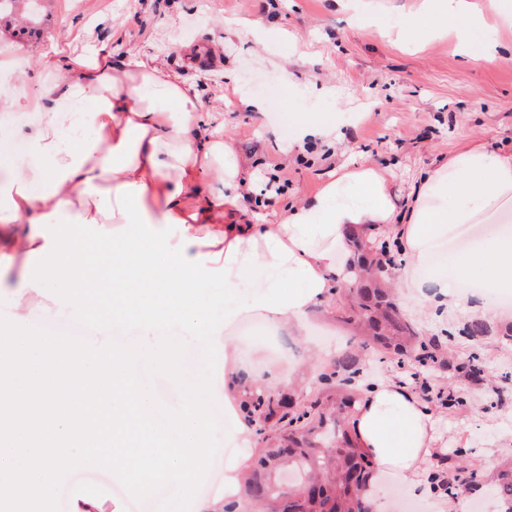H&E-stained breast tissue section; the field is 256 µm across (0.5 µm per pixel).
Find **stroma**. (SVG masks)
<instances>
[{
    "label": "stroma",
    "instance_id": "stroma-1",
    "mask_svg": "<svg viewBox=\"0 0 512 512\" xmlns=\"http://www.w3.org/2000/svg\"><path fill=\"white\" fill-rule=\"evenodd\" d=\"M379 3L390 27L383 36L368 27L364 14L336 9L331 0H42L38 38L17 41L10 27L0 25V60H13L24 72L31 97L51 81L42 64L46 54L65 61L105 52L116 63L136 57L177 74L197 89L205 128L220 130L246 164L255 185L244 198L252 223L275 221L289 203L316 194L328 171L353 162L384 171L402 214L421 172L459 149L484 143L512 150V62L473 68L449 36L399 42L394 31L420 0ZM254 20L263 23V32L251 29ZM248 97L265 101L266 111H252L244 103ZM300 112H344L354 120L332 146L290 152L287 139ZM339 300L332 295L324 313L307 318L303 332L273 327L281 348L295 347L298 358L268 354L242 335L239 321L227 328L225 340L255 378L288 379L311 393L317 373L346 347L333 318ZM469 302L492 327L477 341L458 333L465 316L442 321L418 313L408 300L400 306L421 336L441 341L429 365L433 388L460 399L453 406L431 404L440 450L430 472L450 474L464 462L489 482L512 460V344L499 335L512 326V307L498 305L487 288ZM130 330L126 349L135 372L163 394L165 412H177L186 389L153 368L138 325ZM474 358L484 370L475 384L461 372ZM191 388L211 406L208 444L223 451L204 457L199 483L204 493L220 495L225 472L244 475L258 436L225 415L218 388L200 382ZM107 486L121 512H188L175 491H162L146 474L132 485L111 479Z\"/></svg>",
    "mask_w": 512,
    "mask_h": 512
}]
</instances>
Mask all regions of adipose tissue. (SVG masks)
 <instances>
[{
    "label": "adipose tissue",
    "mask_w": 512,
    "mask_h": 512,
    "mask_svg": "<svg viewBox=\"0 0 512 512\" xmlns=\"http://www.w3.org/2000/svg\"><path fill=\"white\" fill-rule=\"evenodd\" d=\"M478 0H425L400 28L405 41L448 27L481 24ZM43 93L25 161L28 174L0 180V270H18L17 314L0 328V512H57V490L74 472L105 470L130 481L141 470L188 497L191 512H224L220 498L193 494L207 408L188 399L168 427L177 448L150 444L155 398L131 387L126 353L103 336L74 345L30 327L24 308L53 300L78 320H141L145 333L175 317L211 350L200 375L224 389V412H238L229 390L240 369L222 333L257 314L299 331L331 297L348 250L347 231L362 224L397 230L407 262L400 284L422 305L470 314L456 284L512 288V232L454 255L450 269L434 247L452 225L483 224L512 212V152L463 148L426 171L400 217L381 170L371 164L331 173L313 198L270 224L245 223L239 202L251 185L231 141L200 126L198 95L178 76L132 58L106 55L59 65ZM341 117L305 112L289 148L335 142ZM216 188L193 194L203 171ZM112 243V271L96 280V243ZM222 281L225 297L252 289L249 304L213 314L206 289ZM361 448L374 461L365 495L373 512H389L386 479L429 502L432 512L459 505L432 481L433 410L405 383L389 379L362 390L353 414Z\"/></svg>",
    "instance_id": "ef3b65f1"
}]
</instances>
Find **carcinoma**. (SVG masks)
<instances>
[{"instance_id": "carcinoma-1", "label": "carcinoma", "mask_w": 512, "mask_h": 512, "mask_svg": "<svg viewBox=\"0 0 512 512\" xmlns=\"http://www.w3.org/2000/svg\"><path fill=\"white\" fill-rule=\"evenodd\" d=\"M352 255L336 282L354 286L352 297L337 310V320L352 332L354 346L339 355L318 377L319 391L307 397L293 390L246 387L241 413L259 425L263 446L247 468L243 496L224 503V512H372L361 491L373 468L359 448L350 419L358 396L357 381L370 358L415 365L413 379H428L426 365L435 360L440 341L419 336L389 286L401 260L392 253L384 232L365 224L350 232ZM461 333L478 339L488 333L478 318ZM475 470L448 482L477 488ZM491 493L499 512H512V464L498 471Z\"/></svg>"}]
</instances>
